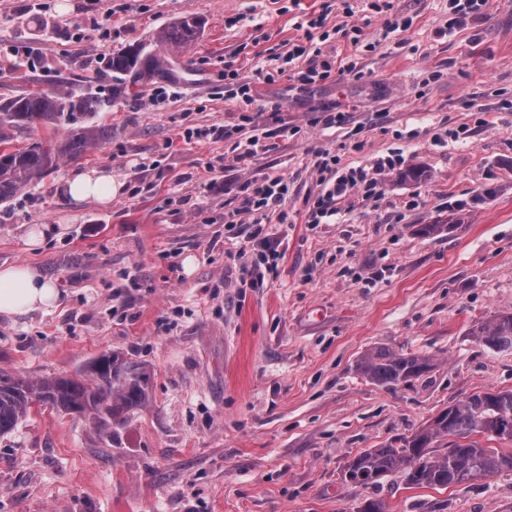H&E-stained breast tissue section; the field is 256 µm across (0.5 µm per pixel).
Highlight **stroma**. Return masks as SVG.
<instances>
[{
    "mask_svg": "<svg viewBox=\"0 0 512 512\" xmlns=\"http://www.w3.org/2000/svg\"><path fill=\"white\" fill-rule=\"evenodd\" d=\"M370 2L301 0L326 15L323 56L356 64L304 90L278 59L304 41L289 0H0V105L54 90L91 104L8 130V146L112 131L0 204V265L29 264L61 293L50 311L0 315V372L70 374L120 350L151 373L149 405L112 441L38 405L0 436V512H357L369 499L384 512H512V472L447 489L405 488L398 472L368 487L342 478L356 454L448 405L512 389V351L470 334L512 311V0L454 29L450 0ZM188 15L201 34L165 53L170 74L113 76L114 53L159 51L158 33ZM389 19L402 24L390 35ZM228 61L254 105L231 98ZM160 87L176 94L152 105ZM271 102L274 119L261 112ZM338 112L345 122L326 125ZM463 124L469 139L450 140ZM213 128L230 135L202 137ZM252 135L264 151L239 159ZM319 150L343 168L404 163L377 195L350 194L310 224ZM412 167L423 178L404 177ZM101 169L121 185L111 203L64 193ZM258 173L288 181L268 215L288 240L263 284L243 288L251 228L224 216ZM40 224L51 231L30 247ZM428 224L443 233L422 234ZM377 346L433 368L376 386L357 364Z\"/></svg>",
    "mask_w": 512,
    "mask_h": 512,
    "instance_id": "1",
    "label": "stroma"
}]
</instances>
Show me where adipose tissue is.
I'll use <instances>...</instances> for the list:
<instances>
[{
    "label": "adipose tissue",
    "mask_w": 512,
    "mask_h": 512,
    "mask_svg": "<svg viewBox=\"0 0 512 512\" xmlns=\"http://www.w3.org/2000/svg\"><path fill=\"white\" fill-rule=\"evenodd\" d=\"M116 186L111 173L94 171L70 177L64 191L73 199L111 201ZM59 298L56 284L36 268L24 264L0 265V315L24 316L55 307Z\"/></svg>",
    "instance_id": "obj_1"
}]
</instances>
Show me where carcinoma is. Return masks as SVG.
<instances>
[{
	"instance_id": "obj_1",
	"label": "carcinoma",
	"mask_w": 512,
	"mask_h": 512,
	"mask_svg": "<svg viewBox=\"0 0 512 512\" xmlns=\"http://www.w3.org/2000/svg\"><path fill=\"white\" fill-rule=\"evenodd\" d=\"M199 22L185 17L163 29L161 45L179 49L196 40ZM161 57L130 48L112 55L115 75L131 71L154 74L162 69ZM74 107L70 95L37 93L3 105L11 127L32 132L59 121ZM109 133L87 126L54 143L36 141L16 150H0V203L7 202L30 185L105 142ZM471 335L488 348L512 350V312H502L476 326ZM432 369L429 357L397 351L387 346L366 352L359 373L380 386H395L417 379ZM150 374L147 365L121 351L92 359L73 376L26 379L0 374V436L13 432L30 414L34 404L48 406L63 416L80 417L98 434L113 437L127 414L149 404ZM512 439V391L475 393L452 404L422 429L378 448H369L348 461L344 481L355 486L374 485L387 474L400 471L410 488H449L473 480L512 472V449L489 448L482 441Z\"/></svg>"
}]
</instances>
